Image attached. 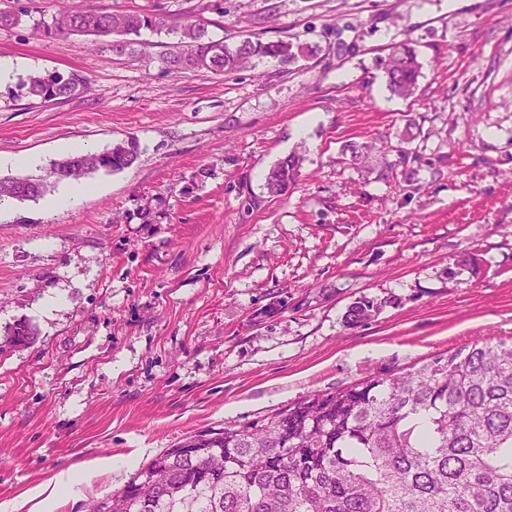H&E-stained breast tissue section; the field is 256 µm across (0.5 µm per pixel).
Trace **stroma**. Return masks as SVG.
<instances>
[{"instance_id": "35a3bbf8", "label": "stroma", "mask_w": 512, "mask_h": 512, "mask_svg": "<svg viewBox=\"0 0 512 512\" xmlns=\"http://www.w3.org/2000/svg\"><path fill=\"white\" fill-rule=\"evenodd\" d=\"M205 19L228 44L306 48L289 68L164 72L108 38L0 28V179L46 176L70 145L135 140L97 193L0 220V502L93 458L87 512L196 432L307 395L512 339V0H72ZM411 41L421 76L394 96L379 60ZM76 71L85 95L40 103L28 74ZM409 138V158L387 143ZM298 156L287 195L265 176ZM476 263H467V256ZM374 304L348 326V308ZM32 344L5 346L12 326Z\"/></svg>"}]
</instances>
